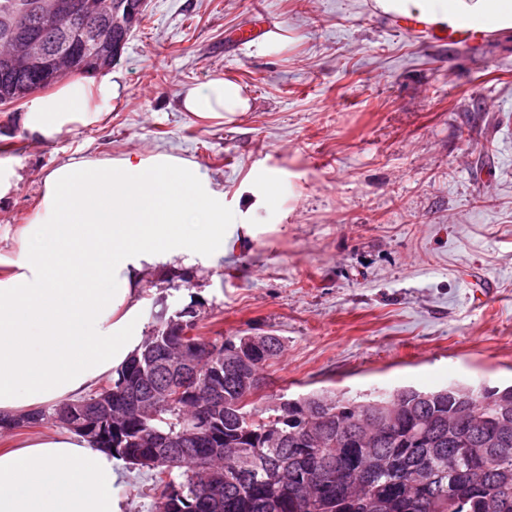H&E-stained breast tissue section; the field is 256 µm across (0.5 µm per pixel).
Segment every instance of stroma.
Listing matches in <instances>:
<instances>
[{
	"label": "stroma",
	"instance_id": "obj_1",
	"mask_svg": "<svg viewBox=\"0 0 512 512\" xmlns=\"http://www.w3.org/2000/svg\"><path fill=\"white\" fill-rule=\"evenodd\" d=\"M290 37L264 53L239 29ZM103 122L28 141L24 104L0 111V255L29 223L41 179L72 157L166 153L251 209L259 234L214 267L147 280L157 303L199 304L196 335L282 337L262 407L313 391L512 385V30L448 46L392 31L373 0H148L112 66ZM219 75L252 111H181ZM274 193L251 208V190ZM149 472L124 469L127 512H152Z\"/></svg>",
	"mask_w": 512,
	"mask_h": 512
}]
</instances>
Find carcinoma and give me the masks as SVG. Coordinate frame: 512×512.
Returning a JSON list of instances; mask_svg holds the SVG:
<instances>
[{"mask_svg": "<svg viewBox=\"0 0 512 512\" xmlns=\"http://www.w3.org/2000/svg\"><path fill=\"white\" fill-rule=\"evenodd\" d=\"M64 14L41 25L46 38L79 28ZM45 75L18 88L0 66V106L47 87ZM198 302L167 305L140 350L116 375L76 402L28 413L14 427L58 426L65 408L89 407L107 395L121 412L106 426L110 440L74 418L68 429L92 439L129 468L151 473L154 509L166 492L179 512H512V387L450 382L422 391L375 390L363 399L311 393L261 410L264 369L283 349L279 336H192ZM186 348L191 373L183 391L168 390L154 371L169 347ZM221 378L220 395L211 385ZM154 391L148 416L128 413L130 400ZM208 430L188 433L190 419Z\"/></svg>", "mask_w": 512, "mask_h": 512, "instance_id": "1", "label": "carcinoma"}]
</instances>
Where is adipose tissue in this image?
<instances>
[{"instance_id": "ef3b65f1", "label": "adipose tissue", "mask_w": 512, "mask_h": 512, "mask_svg": "<svg viewBox=\"0 0 512 512\" xmlns=\"http://www.w3.org/2000/svg\"><path fill=\"white\" fill-rule=\"evenodd\" d=\"M384 14L440 26L512 28V0H373ZM117 75L59 83L32 100L23 128L46 142L98 123L120 95ZM185 111L228 119L252 107L239 82L215 77L187 90ZM224 195L188 162L165 155L73 158L48 171L14 255L0 257V419L77 400L115 375L144 339L148 278L210 267L225 239ZM119 464L67 428L18 430L0 448V512H125Z\"/></svg>"}]
</instances>
